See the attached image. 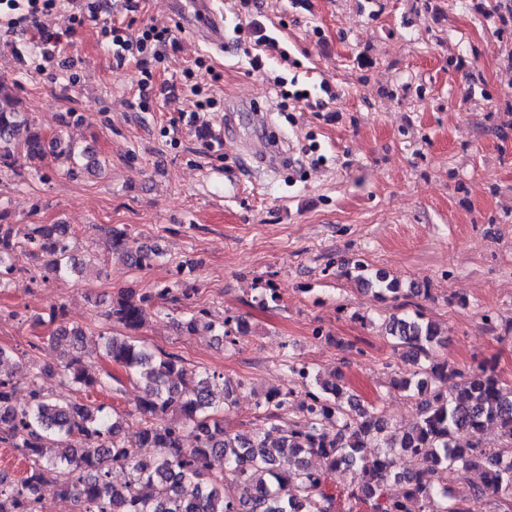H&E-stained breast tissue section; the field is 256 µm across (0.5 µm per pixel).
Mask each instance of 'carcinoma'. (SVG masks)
<instances>
[{"instance_id":"1","label":"carcinoma","mask_w":512,"mask_h":512,"mask_svg":"<svg viewBox=\"0 0 512 512\" xmlns=\"http://www.w3.org/2000/svg\"><path fill=\"white\" fill-rule=\"evenodd\" d=\"M0 80V170L18 172L48 159L67 165L75 178L93 173L98 163L61 133L37 129L8 99ZM68 224H30L21 228L0 210V287L17 270V252L30 259L27 272L42 279L81 273L93 259L72 253ZM163 253L152 247L125 252L126 263L144 269ZM355 280L376 295L403 294L399 283L381 271L355 265ZM174 310L190 299L187 290L166 287L139 293L121 290L103 312L106 322L128 333L99 334L102 355L144 385V395L129 413L139 422L133 441L123 435L124 415L104 403L77 397L57 400L41 380L60 377L73 391L121 389L114 376L97 368L84 352L86 332L52 309L47 339L64 346L55 368L32 364L25 378L0 373V447L15 448L28 462L25 475L0 470V512H49L42 495L53 482L75 512H334L326 480L344 468L352 471L348 498L370 512H477L492 502L512 512V384L497 366L480 361L466 370L438 360L433 353L444 331L424 308L398 303L381 324L383 335L405 349L404 367L390 365V384L417 397L416 420L389 430L378 409L346 407L348 391L336 381L322 382L314 367L285 356L283 365L299 389L272 390L256 400V419L270 425L252 435L224 429L242 380L228 381L207 368L189 369L177 354L159 356L131 332L143 327L155 300ZM186 335L214 333L236 347L250 332L248 322L229 316L216 325L199 309L178 321ZM496 425L501 441L482 443L477 434ZM57 449L46 457L47 450ZM138 448H154L151 458ZM319 460L313 470L308 457ZM128 473L112 482V466ZM469 485L467 500L448 506V488Z\"/></svg>"}]
</instances>
